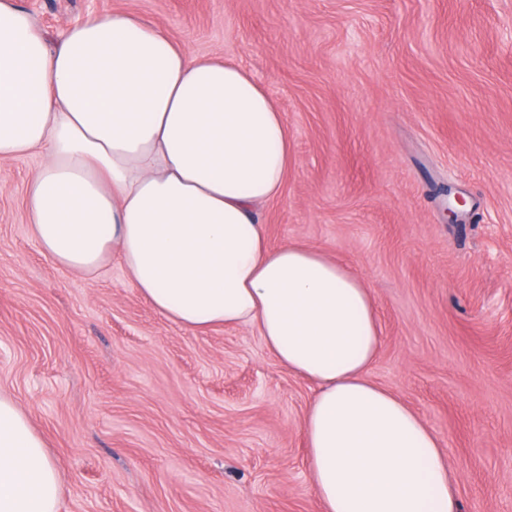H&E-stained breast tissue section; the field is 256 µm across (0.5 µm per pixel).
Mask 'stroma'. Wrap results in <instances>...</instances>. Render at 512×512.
Instances as JSON below:
<instances>
[{
  "label": "stroma",
  "instance_id": "obj_1",
  "mask_svg": "<svg viewBox=\"0 0 512 512\" xmlns=\"http://www.w3.org/2000/svg\"><path fill=\"white\" fill-rule=\"evenodd\" d=\"M18 3L54 39L130 12L251 72L293 158L259 212L270 243L364 279L372 380L440 437L458 512H512V0ZM42 163L0 160V393L61 471L59 512H321L302 432L314 385L256 331L161 316L119 258L59 267L24 207Z\"/></svg>",
  "mask_w": 512,
  "mask_h": 512
}]
</instances>
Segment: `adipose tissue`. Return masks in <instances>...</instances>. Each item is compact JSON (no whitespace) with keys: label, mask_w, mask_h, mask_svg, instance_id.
<instances>
[{"label":"adipose tissue","mask_w":512,"mask_h":512,"mask_svg":"<svg viewBox=\"0 0 512 512\" xmlns=\"http://www.w3.org/2000/svg\"><path fill=\"white\" fill-rule=\"evenodd\" d=\"M42 151L25 191L56 264L117 256L133 288L192 331H257L317 384L303 434L322 512H457L440 438L369 375L373 295L320 250L274 246L256 219L283 193L288 129L241 65L188 55L129 13L51 40L0 0V160ZM61 476L27 415L0 394V512H58Z\"/></svg>","instance_id":"adipose-tissue-1"}]
</instances>
